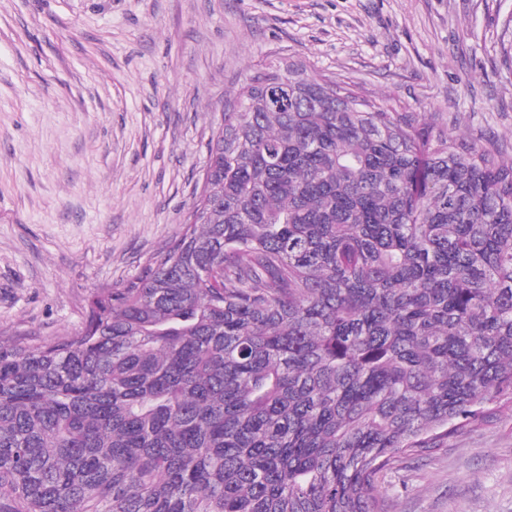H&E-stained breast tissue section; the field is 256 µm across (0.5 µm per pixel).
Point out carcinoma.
I'll return each instance as SVG.
<instances>
[{"label":"carcinoma","instance_id":"1","mask_svg":"<svg viewBox=\"0 0 512 512\" xmlns=\"http://www.w3.org/2000/svg\"><path fill=\"white\" fill-rule=\"evenodd\" d=\"M206 167L78 332L0 342V512H389L512 406V160L286 64Z\"/></svg>","mask_w":512,"mask_h":512}]
</instances>
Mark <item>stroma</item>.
I'll use <instances>...</instances> for the list:
<instances>
[{"instance_id": "35a3bbf8", "label": "stroma", "mask_w": 512, "mask_h": 512, "mask_svg": "<svg viewBox=\"0 0 512 512\" xmlns=\"http://www.w3.org/2000/svg\"><path fill=\"white\" fill-rule=\"evenodd\" d=\"M285 63L512 158V0H0V340L77 332L169 246L222 109ZM380 484L512 512V409Z\"/></svg>"}]
</instances>
